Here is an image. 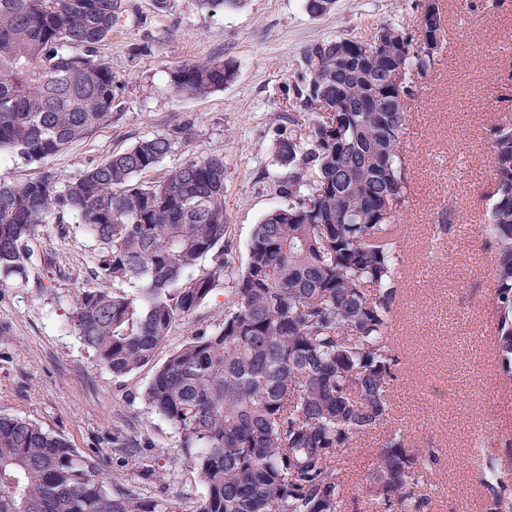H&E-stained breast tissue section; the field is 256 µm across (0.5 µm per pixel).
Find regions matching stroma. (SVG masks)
Here are the masks:
<instances>
[{
  "mask_svg": "<svg viewBox=\"0 0 512 512\" xmlns=\"http://www.w3.org/2000/svg\"><path fill=\"white\" fill-rule=\"evenodd\" d=\"M124 3L100 48L121 85L111 122L42 161L1 158L0 180L50 171L65 183L142 138L192 121L191 140L141 179L160 181L191 158H223L229 275L173 326L151 363L115 377L71 321L83 292L102 285L98 247L84 224L46 217L26 280L0 282V413L29 419L79 452L99 453L114 487L164 501L170 512H196L198 474L143 392L173 350L223 321L255 224L288 204L275 190L273 143L293 110L290 87L304 70L306 47L339 35L363 38L379 23L406 24L417 14L413 0H336L319 17L309 15L305 0H244L215 11L198 9L195 0H167L162 8L154 0ZM468 3L440 0L446 42L420 83L404 139L410 188L399 217L407 230L391 329L402 362L391 400L413 447L442 451L431 473L438 493L430 512H490L476 449L497 458L512 482V385L501 382L495 364L492 261L476 229L491 190L486 132L512 119V48L501 46L512 37V0L475 12ZM210 58L232 62L234 80L205 97L172 89L174 67ZM447 220L453 233L438 235ZM376 446L369 436L345 462V512H356Z\"/></svg>",
  "mask_w": 512,
  "mask_h": 512,
  "instance_id": "1",
  "label": "stroma"
}]
</instances>
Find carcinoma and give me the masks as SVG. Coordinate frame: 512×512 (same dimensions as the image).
I'll list each match as a JSON object with an SVG mask.
<instances>
[{"instance_id": "carcinoma-1", "label": "carcinoma", "mask_w": 512, "mask_h": 512, "mask_svg": "<svg viewBox=\"0 0 512 512\" xmlns=\"http://www.w3.org/2000/svg\"><path fill=\"white\" fill-rule=\"evenodd\" d=\"M122 0H0V152L50 158L112 121L119 87L99 46ZM396 35L390 63L415 81L386 84L366 55ZM341 63L333 39L304 51L292 84L303 120L284 118L273 145L291 203L255 225L232 306L210 333L172 351L144 400L180 437L199 473L197 512H344L342 462L381 430L362 477L366 512H427L439 448L411 446L390 388L401 358L388 327L398 303L396 219L408 194L402 138L417 80L435 65L444 27L383 23ZM235 75L222 60L171 70L179 94L203 97ZM307 131L300 134L298 129ZM187 120L62 183L48 171L0 182V274L27 270L44 218H78L99 245L96 277L73 327L99 365L123 376L149 363L172 326L224 281V160L190 159L155 184L140 179L188 142ZM493 190L480 234L492 251L494 347L512 383V123L487 130ZM210 266L197 275L199 264ZM491 512H512L496 458L478 468ZM0 512H168L133 490L112 491L98 455L21 417L0 414Z\"/></svg>"}]
</instances>
